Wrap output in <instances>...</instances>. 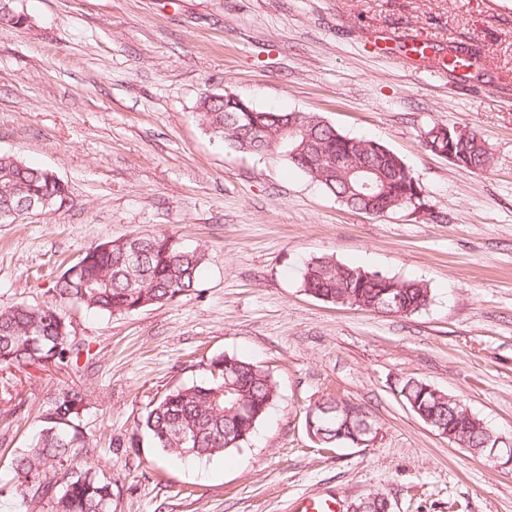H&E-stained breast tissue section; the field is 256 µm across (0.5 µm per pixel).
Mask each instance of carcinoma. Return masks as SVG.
I'll return each instance as SVG.
<instances>
[{"mask_svg": "<svg viewBox=\"0 0 512 512\" xmlns=\"http://www.w3.org/2000/svg\"><path fill=\"white\" fill-rule=\"evenodd\" d=\"M448 72L463 80L479 76L477 52L462 46L448 47ZM244 99L209 94L198 105V116L215 137L236 149L262 155L279 153L307 177L318 182L345 207L372 215L409 209L425 212L429 205L405 162L384 144L350 137L314 112H270ZM261 128V135L253 134ZM293 131H288V128ZM424 146L447 156L461 167L483 171L491 165L485 141L474 131L433 125L424 131ZM358 164L377 168L379 186L367 189L358 176L346 177L343 169ZM65 184L51 171L31 166L13 155H0V207L23 215L61 206ZM140 254L131 265L132 251ZM205 253L183 248L171 235H131L90 246L75 264L55 281L52 299L43 304L19 303L0 308V371L44 367L57 363L78 367L86 345L73 336V325L63 309L79 307L122 315L170 302L195 290ZM304 291L328 304L385 311L397 287L408 315L425 309L431 291L420 281H399L379 272L341 264L331 257L310 262L302 275ZM239 389L224 396V357L213 358L205 379L164 391L135 423L129 447L146 436L168 453L209 459L241 447L252 436L278 397L277 382L262 367L233 359ZM397 391L405 403L415 401L418 410L436 427L457 432L474 455H485V443L497 435L481 419L468 413L460 402L424 392L418 381L403 378ZM243 407L233 410V402ZM84 389L67 386L47 397L39 415L41 429L33 442L15 455L9 476L0 484L11 489L15 512H112V475L87 461L94 452L84 435L80 410ZM336 409L332 414L325 410ZM313 434L326 447L346 444L361 432L362 408L328 399L311 408Z\"/></svg>", "mask_w": 512, "mask_h": 512, "instance_id": "obj_1", "label": "carcinoma"}]
</instances>
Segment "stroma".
<instances>
[{
    "label": "stroma",
    "instance_id": "stroma-1",
    "mask_svg": "<svg viewBox=\"0 0 512 512\" xmlns=\"http://www.w3.org/2000/svg\"><path fill=\"white\" fill-rule=\"evenodd\" d=\"M0 24V154L51 170L61 208L0 223V308L50 301L95 243L166 233L207 262L195 291L108 316L68 309L90 348L78 368L12 372L0 398V472L39 430L47 393L85 388L92 465L113 512H291L305 496L373 492L391 512H512V470L450 443L393 389L415 377L512 438V0H11ZM479 48L480 91L409 66L372 34ZM263 111L316 112L402 157L430 211L354 212L285 157L228 146L202 124L207 94ZM473 130L490 169L423 145L427 127ZM422 281L426 309L324 303L313 258ZM268 368L275 406L247 443L198 461L127 440L167 388L218 355ZM335 396L376 420L372 445L323 448L305 412Z\"/></svg>",
    "mask_w": 512,
    "mask_h": 512
}]
</instances>
